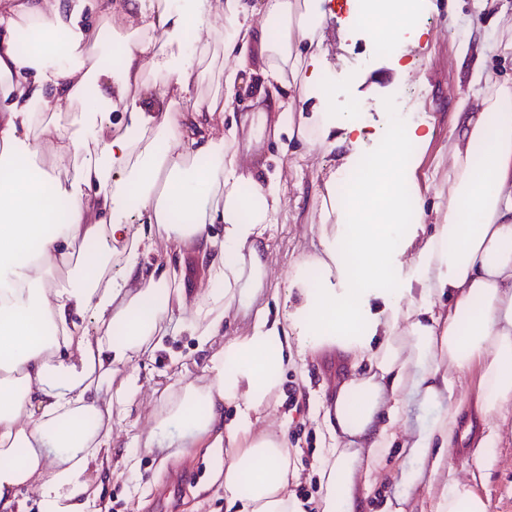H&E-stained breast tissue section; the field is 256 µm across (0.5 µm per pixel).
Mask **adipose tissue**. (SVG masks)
<instances>
[{
  "mask_svg": "<svg viewBox=\"0 0 512 512\" xmlns=\"http://www.w3.org/2000/svg\"><path fill=\"white\" fill-rule=\"evenodd\" d=\"M192 2L177 17L162 0H0V151L19 158L0 175V512H23L27 490L41 512H102L84 475L111 447L112 406L128 397L112 367L181 332L208 350L213 383L168 394L159 421L186 424L189 447L222 449L216 474L238 512H359L399 436L423 461L412 483L436 476L462 414L453 371L479 366L481 419L512 407V84H492L478 109L458 102L447 200L426 206L416 177L418 150L433 138L427 122L384 131L354 205L336 201L333 183L314 188L325 219L319 242L293 265L272 314L253 303L279 185L270 173L245 170L235 130L212 137L214 113L234 102L243 72L257 68L265 78L259 99L275 115L273 133L287 136L285 153H333L348 173L367 127L359 112L331 109L320 53L324 0ZM116 4L139 21L120 51L130 130L91 142L52 127L56 156L82 159L77 182L65 186L20 157L33 148L37 115L69 111L78 98L95 113L105 101L100 61ZM258 13L265 22L256 26ZM213 14L233 28L224 54L234 64L224 71L223 99L204 105L193 99L188 70L171 65L155 36L202 30ZM353 22L389 36L422 34L401 0H366ZM23 28L33 35L26 52L17 47ZM148 62L179 84L187 107L140 112L129 90ZM286 87L299 88V98L284 97ZM192 148L205 165L185 167ZM216 224L223 238L213 235ZM155 227L175 245L197 246L208 271L203 299L178 287L176 270L144 265ZM125 239L123 265L111 274L112 245ZM77 247L95 255L94 280L61 286L43 277V262L71 267ZM237 310L253 311L250 332L214 348ZM324 350L336 351L347 372L321 404L330 446L312 503L291 490L300 470L285 431L258 423L284 367ZM416 396L447 408L431 429L396 433L403 400ZM228 403L237 412L229 423ZM431 512H488V504L451 478Z\"/></svg>",
  "mask_w": 512,
  "mask_h": 512,
  "instance_id": "1",
  "label": "adipose tissue"
}]
</instances>
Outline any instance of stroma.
Returning a JSON list of instances; mask_svg holds the SVG:
<instances>
[{
	"mask_svg": "<svg viewBox=\"0 0 512 512\" xmlns=\"http://www.w3.org/2000/svg\"><path fill=\"white\" fill-rule=\"evenodd\" d=\"M331 4L332 12L322 30V61L335 91V111L357 109L371 132L422 114L433 117L435 134L417 177L427 189V203H435L438 195L448 192V170L439 161L448 150L455 102L474 93L476 70L501 80L512 77V0H493L492 9L482 13L476 12L474 0H458L453 17L448 14V0H422L416 22L427 31L428 46L403 39L391 50L378 32L365 28L343 33L345 0H331ZM229 31L226 21L214 20L208 32L211 52L204 59L195 56L191 33L165 44L170 61L190 64L198 102L205 104L224 94V39ZM401 61L412 64L414 79L399 74L397 64ZM138 99L147 113L166 106L178 110L185 104L177 86L151 67L142 77ZM254 99L251 93L237 98L224 111L222 120L216 121L213 136L221 138L226 128L236 127L243 163L266 165L280 182L281 205L271 230L270 267L257 298L263 305L286 287L291 263L310 251L318 232L319 204L309 192L312 186L335 180L338 163L305 149L283 156L280 142L269 132L259 142H250L251 126L258 118L253 111ZM32 136L41 147L27 155V163L54 180L74 182L80 158L58 160L41 124H34ZM147 260L180 269L184 288L207 286V268L195 251L189 247L175 249L165 234L156 235ZM205 364L195 337L182 333L170 337L164 347L145 348L132 362L118 366L115 380L134 378L136 389L124 404L113 407L112 454L102 471L89 473L106 512H237L236 505L224 497L222 481L215 478L216 456L195 448L177 451L175 444L183 439L182 427H156L166 389L210 384ZM344 370L332 351L307 357L304 366L288 367L263 414L264 426L285 427L293 437L302 473L296 489L308 492L314 500L319 497L315 471L328 445L319 403ZM492 423L497 431L494 455L474 465L471 451L477 437L462 432L460 441L448 452L444 474L437 476L433 486L441 488L451 475L470 482L488 501L489 512H512V414L494 417ZM152 432L157 435V447H142L141 438ZM419 465V458L407 449L391 448L372 489L362 500L361 512H381L386 500L398 497L408 498V512H427L426 489L410 483Z\"/></svg>",
	"mask_w": 512,
	"mask_h": 512,
	"instance_id": "1",
	"label": "stroma"
}]
</instances>
